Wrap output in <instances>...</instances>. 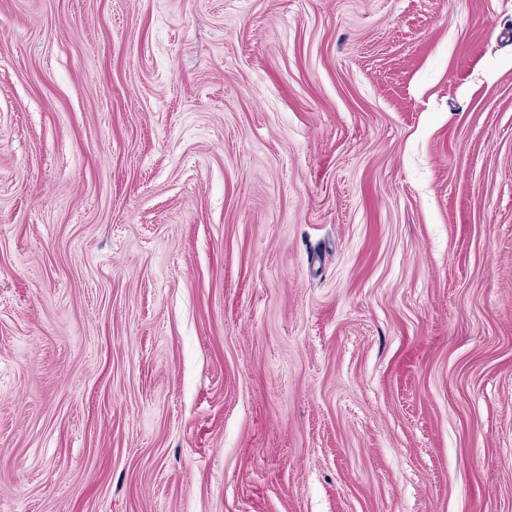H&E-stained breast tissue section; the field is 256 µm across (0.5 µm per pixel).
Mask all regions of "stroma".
Segmentation results:
<instances>
[{
	"mask_svg": "<svg viewBox=\"0 0 512 512\" xmlns=\"http://www.w3.org/2000/svg\"><path fill=\"white\" fill-rule=\"evenodd\" d=\"M0 512H512V0H0Z\"/></svg>",
	"mask_w": 512,
	"mask_h": 512,
	"instance_id": "stroma-1",
	"label": "stroma"
}]
</instances>
